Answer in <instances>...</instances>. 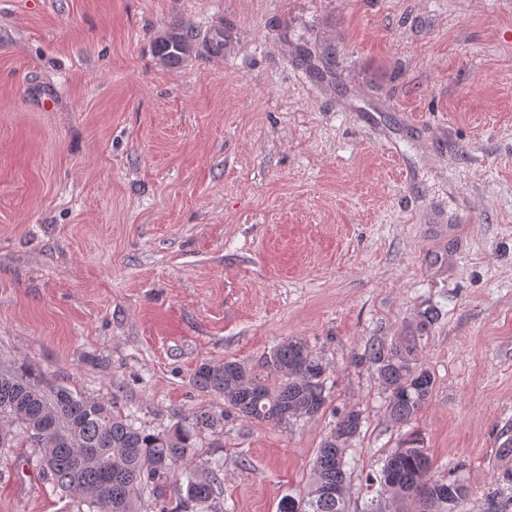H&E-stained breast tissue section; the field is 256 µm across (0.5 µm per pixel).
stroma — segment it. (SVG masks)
I'll return each mask as SVG.
<instances>
[{
  "mask_svg": "<svg viewBox=\"0 0 512 512\" xmlns=\"http://www.w3.org/2000/svg\"><path fill=\"white\" fill-rule=\"evenodd\" d=\"M172 28L194 47L167 65ZM291 337L327 365L322 415L226 418L192 382ZM376 337L434 376L410 427ZM0 369L152 432L218 416L196 457L223 459L232 512L302 495L351 408L346 512L411 429L487 512L512 430V0H0ZM30 455L0 450V512H88Z\"/></svg>",
  "mask_w": 512,
  "mask_h": 512,
  "instance_id": "1",
  "label": "stroma"
}]
</instances>
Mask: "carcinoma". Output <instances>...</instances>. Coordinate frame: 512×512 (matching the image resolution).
Instances as JSON below:
<instances>
[{
    "label": "carcinoma",
    "mask_w": 512,
    "mask_h": 512,
    "mask_svg": "<svg viewBox=\"0 0 512 512\" xmlns=\"http://www.w3.org/2000/svg\"><path fill=\"white\" fill-rule=\"evenodd\" d=\"M192 35L171 30L157 41L160 60L172 65L192 50ZM368 359L388 393L391 420L408 425L429 400L434 379L419 364L417 344L373 343ZM325 365L321 356L300 338H289L255 366L236 361L205 362L194 374L203 392L224 397L238 417L286 425L315 417L327 405ZM216 418L195 415L189 425L177 423L162 432L135 427L112 402L84 398L66 387L45 390L24 373L0 372V447L35 448L53 491L87 503L89 512H142L145 499L157 512L168 510L167 493L179 500V512L199 509L219 512L216 489L224 481V464L193 463L195 448ZM362 416L356 410L339 414L319 448L300 498H284L279 512H345V455L359 435ZM431 459L419 434L412 432L386 460L379 485L405 512H461L468 496L462 479L432 477ZM503 485L489 494L488 512H506V492L512 490V467L502 474Z\"/></svg>",
    "instance_id": "1"
}]
</instances>
